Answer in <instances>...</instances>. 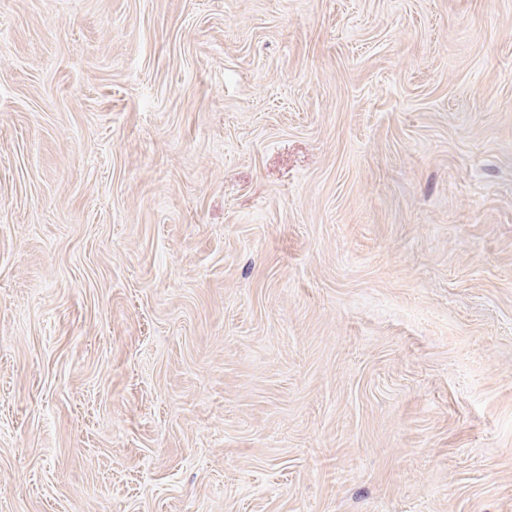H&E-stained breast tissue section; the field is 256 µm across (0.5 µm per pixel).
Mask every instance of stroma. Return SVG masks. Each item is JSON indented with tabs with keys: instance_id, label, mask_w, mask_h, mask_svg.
<instances>
[{
	"instance_id": "stroma-1",
	"label": "stroma",
	"mask_w": 512,
	"mask_h": 512,
	"mask_svg": "<svg viewBox=\"0 0 512 512\" xmlns=\"http://www.w3.org/2000/svg\"><path fill=\"white\" fill-rule=\"evenodd\" d=\"M0 512H512V0H0Z\"/></svg>"
}]
</instances>
